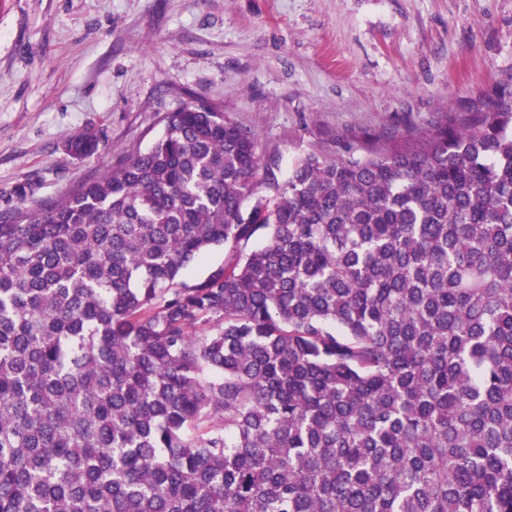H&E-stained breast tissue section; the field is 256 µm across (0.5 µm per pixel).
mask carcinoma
<instances>
[{"instance_id": "obj_1", "label": "carcinoma", "mask_w": 512, "mask_h": 512, "mask_svg": "<svg viewBox=\"0 0 512 512\" xmlns=\"http://www.w3.org/2000/svg\"><path fill=\"white\" fill-rule=\"evenodd\" d=\"M162 123L0 220V512H512V89L284 180Z\"/></svg>"}]
</instances>
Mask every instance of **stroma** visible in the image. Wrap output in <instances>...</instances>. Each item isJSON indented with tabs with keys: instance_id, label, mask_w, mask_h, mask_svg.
Here are the masks:
<instances>
[{
	"instance_id": "35a3bbf8",
	"label": "stroma",
	"mask_w": 512,
	"mask_h": 512,
	"mask_svg": "<svg viewBox=\"0 0 512 512\" xmlns=\"http://www.w3.org/2000/svg\"><path fill=\"white\" fill-rule=\"evenodd\" d=\"M512 86V0H0V214L100 177L199 101L288 169L416 141ZM91 131L97 153L66 139ZM98 145L99 140L95 134L82 132L70 137L65 145V150L74 157L85 158L95 154Z\"/></svg>"
}]
</instances>
